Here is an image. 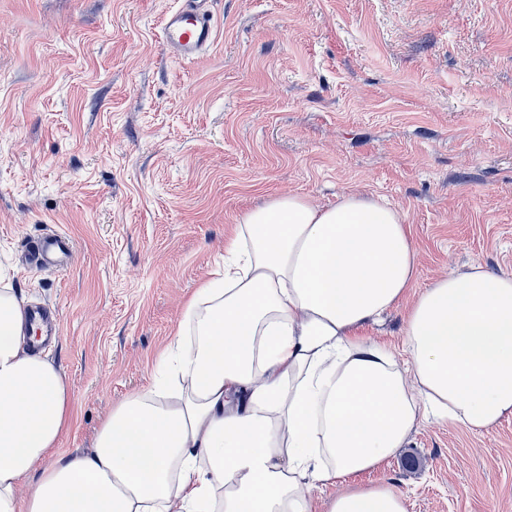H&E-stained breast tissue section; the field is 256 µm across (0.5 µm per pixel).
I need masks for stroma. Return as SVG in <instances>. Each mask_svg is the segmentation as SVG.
Here are the masks:
<instances>
[{
  "instance_id": "obj_1",
  "label": "stroma",
  "mask_w": 512,
  "mask_h": 512,
  "mask_svg": "<svg viewBox=\"0 0 512 512\" xmlns=\"http://www.w3.org/2000/svg\"><path fill=\"white\" fill-rule=\"evenodd\" d=\"M174 0H0V274L55 306L48 348L73 400L56 451L153 383L182 306L270 196L356 193L404 216L414 288L368 336L404 348L421 289L474 263L512 274V0H216L217 40L171 58ZM76 242L27 269L45 230ZM408 512H512V417L421 420L375 469ZM76 253V243L67 233L48 230L26 245L25 260L44 272L58 273L67 268Z\"/></svg>"
}]
</instances>
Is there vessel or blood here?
I'll return each mask as SVG.
<instances>
[{"instance_id": "b4317fda", "label": "vessel or blood", "mask_w": 512, "mask_h": 512, "mask_svg": "<svg viewBox=\"0 0 512 512\" xmlns=\"http://www.w3.org/2000/svg\"><path fill=\"white\" fill-rule=\"evenodd\" d=\"M215 0H180L164 14L160 38L168 54L180 61H191L208 52L217 36L212 10ZM76 253L74 239L65 232L49 230L28 242L25 259L44 272L64 271Z\"/></svg>"}]
</instances>
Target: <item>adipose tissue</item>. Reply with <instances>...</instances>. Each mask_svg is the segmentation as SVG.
Here are the masks:
<instances>
[{
	"label": "adipose tissue",
	"instance_id": "obj_1",
	"mask_svg": "<svg viewBox=\"0 0 512 512\" xmlns=\"http://www.w3.org/2000/svg\"><path fill=\"white\" fill-rule=\"evenodd\" d=\"M402 213L346 194L246 212L185 304L166 381L131 395L88 451L63 375L27 348L25 301L0 288V512H312L321 484L373 469L426 414L472 431L512 416V274L476 264L419 294L407 368L365 337L413 287ZM327 512H408L394 485Z\"/></svg>",
	"mask_w": 512,
	"mask_h": 512
}]
</instances>
